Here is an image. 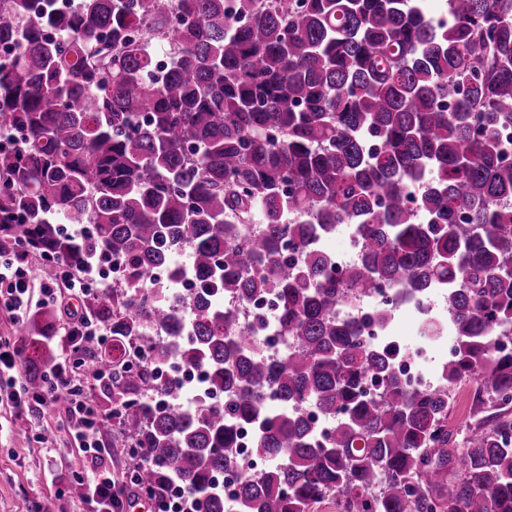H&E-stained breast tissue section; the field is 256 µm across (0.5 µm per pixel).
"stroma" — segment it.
<instances>
[{
	"label": "stroma",
	"instance_id": "stroma-1",
	"mask_svg": "<svg viewBox=\"0 0 512 512\" xmlns=\"http://www.w3.org/2000/svg\"><path fill=\"white\" fill-rule=\"evenodd\" d=\"M44 430L48 445L34 441ZM78 450L58 408L39 409L31 417L17 416L0 401V512H39L53 501L56 512H91L80 500L60 494L55 474L67 473Z\"/></svg>",
	"mask_w": 512,
	"mask_h": 512
}]
</instances>
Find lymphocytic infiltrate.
Here are the masks:
<instances>
[{"instance_id":"f902f5d3","label":"lymphocytic infiltrate","mask_w":512,"mask_h":512,"mask_svg":"<svg viewBox=\"0 0 512 512\" xmlns=\"http://www.w3.org/2000/svg\"><path fill=\"white\" fill-rule=\"evenodd\" d=\"M31 268L29 251L20 243L0 249V309L10 314L15 324H22L29 313ZM106 325L91 315L69 317L67 321V355L57 363L47 390L30 394L20 385L26 368L20 350L11 340L0 341V395L13 404L17 415L29 414L34 407L62 403L80 447L84 468L78 475L86 490L85 499L95 504L99 512H126L129 500L143 494L137 482L122 483L114 479L111 470L104 468L105 447L100 432L108 419L95 405L90 393L75 383L73 372L84 353V343L94 339L107 342Z\"/></svg>"}]
</instances>
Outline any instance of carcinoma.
I'll use <instances>...</instances> for the list:
<instances>
[{"label":"carcinoma","mask_w":512,"mask_h":512,"mask_svg":"<svg viewBox=\"0 0 512 512\" xmlns=\"http://www.w3.org/2000/svg\"><path fill=\"white\" fill-rule=\"evenodd\" d=\"M0 0V239L79 267L118 256L121 283L85 296L120 349L109 372L136 481L179 486L185 512H225L214 476L237 466L238 428L273 465L238 478L240 512H512V0ZM173 63L153 74L152 48ZM66 224H92L86 238ZM354 224L359 261L332 276L320 242ZM190 279L185 299L149 279ZM445 295L453 357L432 388L395 371L397 306L344 313L378 284ZM274 289L275 360L224 310ZM49 311L25 323L24 385L54 368ZM202 368L224 404L181 405L159 378ZM373 376L380 391L369 396ZM476 384L473 423L448 447L451 389ZM275 394L279 407L266 405ZM313 404L333 422L311 425Z\"/></svg>","instance_id":"carcinoma-1"}]
</instances>
